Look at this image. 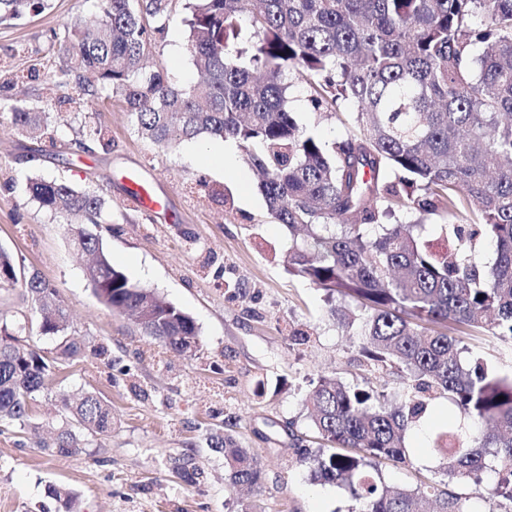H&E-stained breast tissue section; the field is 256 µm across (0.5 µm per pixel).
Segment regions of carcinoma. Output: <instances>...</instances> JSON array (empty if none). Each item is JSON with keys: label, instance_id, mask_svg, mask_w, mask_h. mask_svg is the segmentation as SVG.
<instances>
[{"label": "carcinoma", "instance_id": "cac0c4a2", "mask_svg": "<svg viewBox=\"0 0 512 512\" xmlns=\"http://www.w3.org/2000/svg\"><path fill=\"white\" fill-rule=\"evenodd\" d=\"M172 0H97L48 54L62 64L64 103L119 101L138 134L173 148L184 140L237 142L260 176L269 214L288 231V275L325 293L336 325L354 329L366 370H384L402 390L392 395L322 375L305 398L308 426L320 439L299 461L311 479L345 489L352 512H469L451 486L466 483L512 504V374L469 354L460 336H491L512 347V0H186L187 51L197 82L174 84L146 65L150 32H163ZM47 0H0V23L45 9ZM310 88L313 111L348 128L331 143L300 126L290 111L292 81ZM21 137L56 142L50 112L0 98ZM75 144L109 150L112 139L79 112ZM30 196L66 217L74 246L92 256L93 293L134 320L163 354L190 356L200 344L193 317L136 286L116 268L96 227L99 191L32 176ZM414 223L385 224L400 209ZM469 217L467 223L456 219ZM435 217L464 250L438 249L420 229ZM494 248L484 260L481 246ZM0 286L20 289L56 356L22 344L23 314L0 325V423L25 429L32 402L48 388L51 363L107 355L66 335L59 292L39 273L18 271L0 248ZM355 307L336 305V297ZM448 398L467 423L437 435L433 454L443 488L391 490L379 464L408 467V428L432 402ZM63 425L50 455H71L112 429L109 406L94 393L61 397ZM236 486L261 480L258 462L236 438L211 432ZM187 483L198 468L172 460ZM48 497L75 512L70 490Z\"/></svg>", "mask_w": 512, "mask_h": 512}]
</instances>
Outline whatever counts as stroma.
<instances>
[{
  "mask_svg": "<svg viewBox=\"0 0 512 512\" xmlns=\"http://www.w3.org/2000/svg\"><path fill=\"white\" fill-rule=\"evenodd\" d=\"M93 5L49 0L40 13L0 23V61L32 102L60 94L55 67L44 58L50 36ZM183 16L182 0H174L168 29L149 49L151 61L180 83L196 76ZM89 119L108 128L110 151L75 146L66 113L57 117L56 147L22 139L0 114V247L57 288L71 337L107 347L104 358L63 366L56 380L70 393L102 398L112 409V430L92 452L57 457L38 448L31 431L0 426V512H56L45 493L51 483L76 494L79 512H351L344 490L312 482L299 462V445L318 449L307 434L304 397L323 374L374 387L387 379L356 366L357 338L336 326L321 291L284 271L279 256L288 233L270 216L241 148L227 173L199 156L196 141L166 151L142 139L120 104ZM132 171L165 207L129 203ZM34 174L102 193L112 222L99 232L113 265L195 318V357L158 355L151 338L97 300L64 218L29 196ZM211 187L223 188L229 203L209 199ZM292 326L307 330L309 341H291ZM455 419L446 399L434 401L422 427L407 435L414 467L382 463L386 485L408 488L433 477L430 446ZM228 422L262 469L258 488L230 489L223 457L205 443ZM183 456L201 470L195 485L170 470L171 459Z\"/></svg>",
  "mask_w": 512,
  "mask_h": 512,
  "instance_id": "1",
  "label": "stroma"
}]
</instances>
